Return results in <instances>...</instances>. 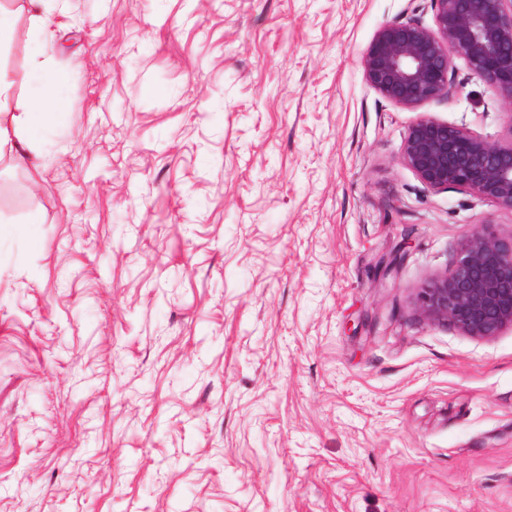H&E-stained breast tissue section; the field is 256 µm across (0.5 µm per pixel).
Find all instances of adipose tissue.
<instances>
[{
	"instance_id": "1",
	"label": "adipose tissue",
	"mask_w": 512,
	"mask_h": 512,
	"mask_svg": "<svg viewBox=\"0 0 512 512\" xmlns=\"http://www.w3.org/2000/svg\"><path fill=\"white\" fill-rule=\"evenodd\" d=\"M58 0H29L33 25L29 40L30 66L25 74L27 97L24 105L10 109L12 80L0 72V154H23L42 134L59 125L66 117L69 100L64 93L67 76L52 69L46 47L52 38L48 15Z\"/></svg>"
}]
</instances>
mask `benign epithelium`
I'll list each match as a JSON object with an SVG mask.
<instances>
[{
    "label": "benign epithelium",
    "mask_w": 512,
    "mask_h": 512,
    "mask_svg": "<svg viewBox=\"0 0 512 512\" xmlns=\"http://www.w3.org/2000/svg\"><path fill=\"white\" fill-rule=\"evenodd\" d=\"M432 24L383 25L363 55L369 84L414 109L454 89L455 60L503 96L507 133L491 142L426 113L408 128L401 160L425 188L464 189L512 212V0H430ZM421 317L493 338L512 328V234L480 224L459 244L449 270L417 289Z\"/></svg>",
    "instance_id": "1"
}]
</instances>
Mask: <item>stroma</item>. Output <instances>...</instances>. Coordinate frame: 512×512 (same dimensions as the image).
<instances>
[{"mask_svg":"<svg viewBox=\"0 0 512 512\" xmlns=\"http://www.w3.org/2000/svg\"><path fill=\"white\" fill-rule=\"evenodd\" d=\"M0 68L26 70L21 0ZM430 0H65L70 114L0 155V512H512V329L418 288L512 214L425 190L361 58Z\"/></svg>","mask_w":512,"mask_h":512,"instance_id":"35a3bbf8","label":"stroma"}]
</instances>
